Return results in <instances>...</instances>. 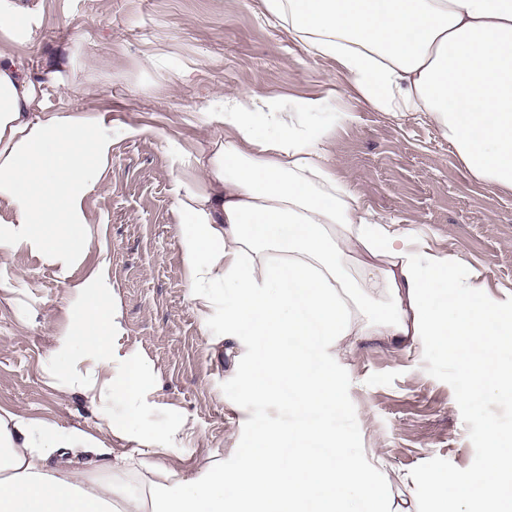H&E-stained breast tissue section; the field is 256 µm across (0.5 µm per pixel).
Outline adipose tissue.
Returning <instances> with one entry per match:
<instances>
[{
  "mask_svg": "<svg viewBox=\"0 0 512 512\" xmlns=\"http://www.w3.org/2000/svg\"><path fill=\"white\" fill-rule=\"evenodd\" d=\"M315 57L335 60L361 99L419 114L471 175L512 190V0H262ZM46 0H0V258L23 251L55 266L74 307L45 359L63 393L85 396L98 433L0 415V512H396L383 459L333 417L351 381L345 360L378 336L455 361L463 398L512 397V290L488 299L464 263L430 251L363 208L327 161L328 100L232 90L209 121L229 129L194 164L174 141V195L190 301L213 356L232 355L244 400L285 401L293 420L254 431L253 450L192 472L166 459L189 442L185 414L144 423L159 389L125 341L108 254L82 270L86 196L104 187L112 125L100 112L51 110L20 54ZM267 132L258 134L255 114ZM261 339L276 383L251 375ZM125 450L109 447L110 439ZM143 469L140 486L133 470ZM425 512H512V441L493 436L478 490L467 477L408 473Z\"/></svg>",
  "mask_w": 512,
  "mask_h": 512,
  "instance_id": "1",
  "label": "adipose tissue"
}]
</instances>
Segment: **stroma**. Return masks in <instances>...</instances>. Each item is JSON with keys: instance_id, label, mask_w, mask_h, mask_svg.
<instances>
[{"instance_id": "1", "label": "stroma", "mask_w": 512, "mask_h": 512, "mask_svg": "<svg viewBox=\"0 0 512 512\" xmlns=\"http://www.w3.org/2000/svg\"><path fill=\"white\" fill-rule=\"evenodd\" d=\"M91 52L112 45V68L98 76L74 62L77 94L53 108L92 109L112 121V161L105 189L91 193V239L84 268L110 257L114 302L126 341L150 362L161 388L146 422L165 410L187 415L193 441L177 469H198L251 448L248 426L285 421L263 404L233 409L241 391L232 357L215 363L189 299L178 241L174 181L179 174L164 138L191 156L209 152L224 129L208 123L215 92L248 90L288 103L329 98L334 132L328 162L358 200L464 261L496 298L512 289V193L471 176L454 147L428 121L376 111L359 100L334 61L311 58L285 28L269 23L261 0H57L28 51L34 78L46 80L65 45ZM156 65L143 69L144 57ZM352 112L355 123L336 115ZM25 272L18 292L0 295V414L29 415L96 432L98 419L80 394L61 393L44 368L52 336L68 322V295L53 268L25 252L6 260ZM352 387L340 416L374 449L390 475L435 470L448 480L483 471L490 430L512 434V402H467L457 363L418 360L386 341L361 338L348 360Z\"/></svg>"}]
</instances>
